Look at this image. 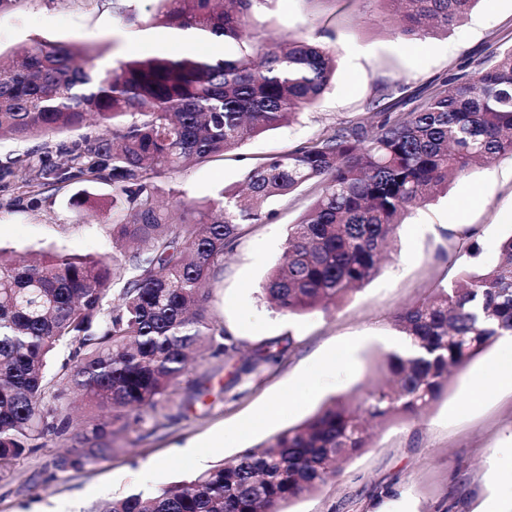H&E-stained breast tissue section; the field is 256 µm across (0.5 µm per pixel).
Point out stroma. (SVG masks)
I'll use <instances>...</instances> for the list:
<instances>
[{"instance_id": "35a3bbf8", "label": "stroma", "mask_w": 512, "mask_h": 512, "mask_svg": "<svg viewBox=\"0 0 512 512\" xmlns=\"http://www.w3.org/2000/svg\"><path fill=\"white\" fill-rule=\"evenodd\" d=\"M133 20L118 16L112 0H24L0 13V53L33 39L109 44L112 60L153 53L164 28L146 29L155 0H129ZM253 23L259 35L303 36L336 57V77L317 104L293 123L256 136L214 160L162 174L163 200L172 192L205 201L241 184L262 157L285 152L342 124L369 121L372 102L419 106L430 87L470 73L474 63L512 46V0H479L447 35L407 38L399 17L382 0H268ZM71 184L38 207L8 205L0 192V247L26 256L49 247L80 255L111 253L112 239L98 218L79 222L69 208ZM313 187L278 197L264 224H248L224 266L210 279L209 313L239 345L232 364L205 358L172 388L171 401L112 441V454L78 470L55 460L67 442L52 438L0 474V512H99L104 502L149 494L255 447L296 426L332 399L384 381L381 355L397 337L395 318L432 293L451 286L462 270L497 264L512 235V157L473 166L447 193L412 209L377 276L326 310L283 315L265 299L269 271L279 264L291 224ZM285 346L281 359L234 380L259 346ZM341 368H324L334 350ZM501 338L474 357L434 406L419 417L395 418L373 429L370 446L343 473L305 494L286 512H512V390L478 398L473 377L506 351ZM203 400H193L195 383ZM195 451H186V444Z\"/></svg>"}]
</instances>
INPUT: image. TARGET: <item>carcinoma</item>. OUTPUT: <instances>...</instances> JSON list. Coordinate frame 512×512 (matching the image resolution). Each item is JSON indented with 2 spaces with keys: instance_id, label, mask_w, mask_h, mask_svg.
I'll use <instances>...</instances> for the list:
<instances>
[{
  "instance_id": "cac0c4a2",
  "label": "carcinoma",
  "mask_w": 512,
  "mask_h": 512,
  "mask_svg": "<svg viewBox=\"0 0 512 512\" xmlns=\"http://www.w3.org/2000/svg\"><path fill=\"white\" fill-rule=\"evenodd\" d=\"M153 25L190 30L220 45L206 55L136 54L101 71L104 49L75 40H36L0 58V137L42 140L25 172L0 163L9 204L36 207L45 193L75 182L69 205L83 217L112 215V254L58 248L29 261L0 249V470L49 436L72 443L56 467H82L112 454L113 423L135 424L170 402L193 352L232 360L239 346L211 321L205 281L224 265L246 224L274 213L270 200L306 184L319 194L291 225L285 266L263 288L282 314L326 309L370 282L403 216L479 161L512 156V47L475 70L442 81L409 112H375V121L340 126L286 153L266 156L245 187L205 204L165 205L154 180L222 156L289 124L312 107L336 64L323 45L292 35L269 45L250 18L265 0H157ZM400 32L425 36L461 21L478 0H387ZM97 131L53 144L88 117ZM406 350L383 355L387 387L357 401L332 400L301 424L156 493L107 501L99 512H285L305 493L339 477L368 447L367 421L417 417L442 395L448 376L502 336H512V235L490 268L464 272L402 311ZM70 349L63 376L112 417L70 433V405L51 391L50 357ZM265 345L235 379L276 361Z\"/></svg>"
}]
</instances>
